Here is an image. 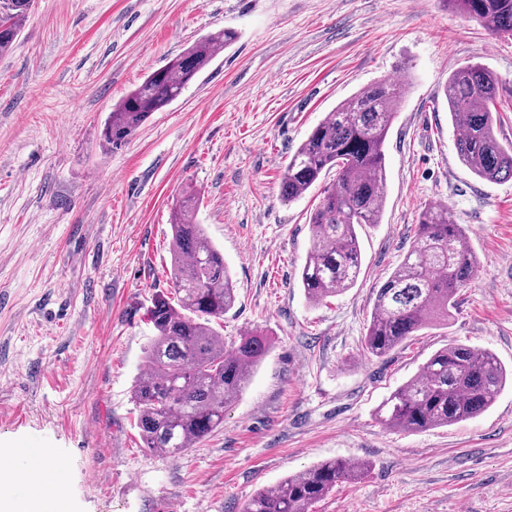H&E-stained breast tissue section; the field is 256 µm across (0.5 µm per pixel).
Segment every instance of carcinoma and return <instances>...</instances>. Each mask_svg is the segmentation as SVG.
<instances>
[{
    "mask_svg": "<svg viewBox=\"0 0 512 512\" xmlns=\"http://www.w3.org/2000/svg\"><path fill=\"white\" fill-rule=\"evenodd\" d=\"M486 30L512 36V0H447ZM32 0H0V54L11 49ZM237 39L231 29L207 35L143 82L112 108L103 130L113 147L126 143L154 112L174 102L223 49ZM502 82L472 63L448 76L443 94L459 159L481 180L512 179V142L499 140L497 108ZM402 102L399 84L366 86L340 102L289 157L281 192L298 199L335 172L311 214L312 247L300 281L318 304L353 287L362 266L356 228L378 224L385 203V142ZM196 199L184 197L171 212L174 297L159 294L147 309L154 335L132 386L137 426L145 448L176 457L224 426L266 351L264 334L252 331L231 346L213 327L236 301L223 252L195 221ZM480 266L463 227L444 205L421 210L403 261L376 291L363 338L368 354L383 358L421 329L448 323L458 293ZM509 373L484 349L454 343L434 352L416 375L380 405L382 423L400 432H423L474 419L506 386ZM364 461H322L265 489L242 512H310L343 481L367 472Z\"/></svg>",
    "mask_w": 512,
    "mask_h": 512,
    "instance_id": "cac0c4a2",
    "label": "carcinoma"
}]
</instances>
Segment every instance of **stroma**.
Segmentation results:
<instances>
[{
	"label": "stroma",
	"mask_w": 512,
	"mask_h": 512,
	"mask_svg": "<svg viewBox=\"0 0 512 512\" xmlns=\"http://www.w3.org/2000/svg\"><path fill=\"white\" fill-rule=\"evenodd\" d=\"M226 28L236 41L176 101L125 145L104 142L128 92ZM468 63L512 100V36L440 0H34L0 55V449L59 462L69 512H241L330 458L369 469L314 512H512L511 385L448 427L401 433L378 416L447 344L512 368V180L462 163L443 95ZM381 79L407 85L383 215L358 231L356 284L314 305L300 269L321 188L289 200L281 175L327 112ZM186 192L236 289L225 344L260 330L269 348L223 428L171 458L144 448L131 387L151 298L172 289L171 208ZM435 203L480 267L447 324L368 356L376 291Z\"/></svg>",
	"instance_id": "1"
}]
</instances>
